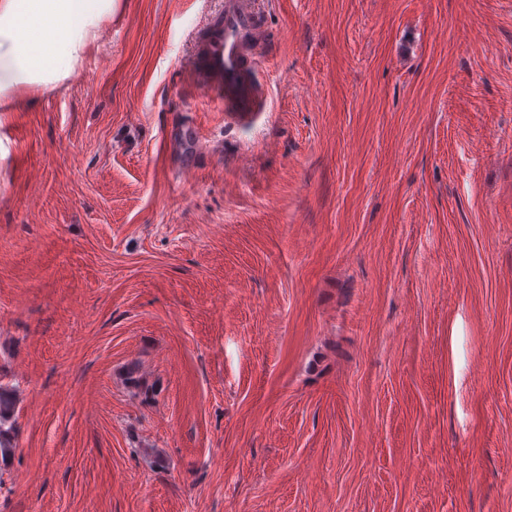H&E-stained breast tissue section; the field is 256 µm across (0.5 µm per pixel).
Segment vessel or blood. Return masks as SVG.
Wrapping results in <instances>:
<instances>
[{"label": "vessel or blood", "instance_id": "b4317fda", "mask_svg": "<svg viewBox=\"0 0 512 512\" xmlns=\"http://www.w3.org/2000/svg\"><path fill=\"white\" fill-rule=\"evenodd\" d=\"M264 39L257 0H225L221 16L195 33L194 84L240 117L264 111V92L254 75Z\"/></svg>", "mask_w": 512, "mask_h": 512}]
</instances>
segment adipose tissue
I'll use <instances>...</instances> for the list:
<instances>
[{"mask_svg":"<svg viewBox=\"0 0 512 512\" xmlns=\"http://www.w3.org/2000/svg\"><path fill=\"white\" fill-rule=\"evenodd\" d=\"M116 0H0V112L24 84L67 79Z\"/></svg>","mask_w":512,"mask_h":512,"instance_id":"ef3b65f1","label":"adipose tissue"}]
</instances>
